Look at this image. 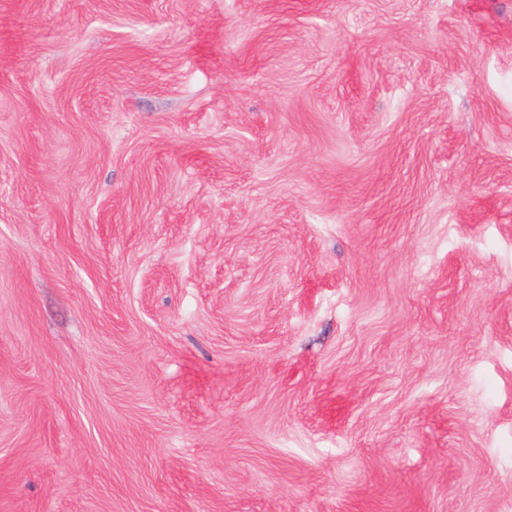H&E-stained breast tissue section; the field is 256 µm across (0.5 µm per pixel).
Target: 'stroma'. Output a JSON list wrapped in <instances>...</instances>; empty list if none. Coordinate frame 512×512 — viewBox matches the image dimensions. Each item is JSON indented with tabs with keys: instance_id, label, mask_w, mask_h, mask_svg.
Returning a JSON list of instances; mask_svg holds the SVG:
<instances>
[{
	"instance_id": "stroma-1",
	"label": "stroma",
	"mask_w": 512,
	"mask_h": 512,
	"mask_svg": "<svg viewBox=\"0 0 512 512\" xmlns=\"http://www.w3.org/2000/svg\"><path fill=\"white\" fill-rule=\"evenodd\" d=\"M0 512H512V0H0Z\"/></svg>"
}]
</instances>
